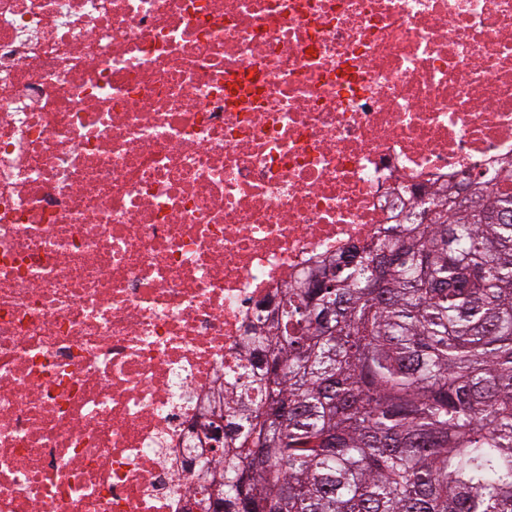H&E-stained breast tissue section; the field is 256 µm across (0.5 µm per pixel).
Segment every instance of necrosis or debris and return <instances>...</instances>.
I'll return each mask as SVG.
<instances>
[{"mask_svg":"<svg viewBox=\"0 0 512 512\" xmlns=\"http://www.w3.org/2000/svg\"><path fill=\"white\" fill-rule=\"evenodd\" d=\"M512 181V0H0V512H208L284 295Z\"/></svg>","mask_w":512,"mask_h":512,"instance_id":"4bbe7bcc","label":"necrosis or debris"}]
</instances>
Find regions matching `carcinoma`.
Masks as SVG:
<instances>
[{
    "mask_svg": "<svg viewBox=\"0 0 512 512\" xmlns=\"http://www.w3.org/2000/svg\"><path fill=\"white\" fill-rule=\"evenodd\" d=\"M396 218L257 337L215 512H512V185Z\"/></svg>",
    "mask_w": 512,
    "mask_h": 512,
    "instance_id": "carcinoma-1",
    "label": "carcinoma"
}]
</instances>
